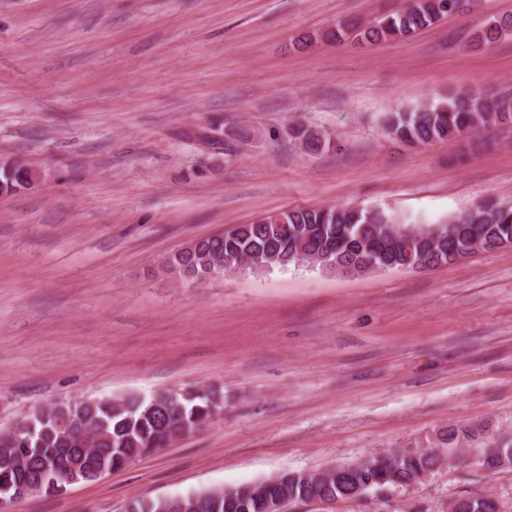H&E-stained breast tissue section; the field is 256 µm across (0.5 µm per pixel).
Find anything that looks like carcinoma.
<instances>
[{
    "mask_svg": "<svg viewBox=\"0 0 512 512\" xmlns=\"http://www.w3.org/2000/svg\"><path fill=\"white\" fill-rule=\"evenodd\" d=\"M457 0H410L402 9L380 14L363 24L337 25L326 33V38L339 41L352 35L368 43L406 37L449 16L451 4ZM512 33V16L492 18L479 40L493 43ZM512 123V93L486 96L476 92L450 95L438 101H428L412 108L390 112L384 119L385 131L394 138L412 144L428 145L460 136L470 130ZM29 184L26 169L17 167L4 171L0 190L11 192ZM288 236L271 238L259 224H243L233 237L219 234L197 239L190 248L183 249L167 260V265L191 281H204L224 274V257L233 254L247 258L265 271L297 264L299 255L318 252L330 255V260L345 266L361 258L360 246L365 241L377 246L387 244L397 234L396 260L413 268L425 264L434 268L454 263L456 253L470 244L479 243L486 251L512 248V207L486 202L463 216L450 217L433 227L436 241L426 239L420 232L397 223L382 212H373L351 206H323L290 208L285 212ZM453 225V236H448V225ZM224 399L220 392L206 388L179 393L178 406L168 409L165 400H149L137 395L101 398L75 411L61 412L58 418L45 420L35 408L26 419L23 442L8 433L0 434V483L22 481L38 485L44 460L51 458L58 477L73 470L91 469L117 457L136 459L149 448L159 450L170 445L174 436L170 427L178 416L190 423L210 416V405ZM484 440L483 447L493 443L504 455L512 454V440L495 439L483 428L459 429L450 427L436 435L429 449L403 450L397 457L383 456L372 460L383 481L377 488L400 486L419 481L442 467L438 448L453 452L468 441ZM363 477L356 470H347L336 480L315 482L288 480L277 490L288 493L296 502L334 495L349 496L361 484ZM195 497L202 512H264L258 498L245 483L231 488L223 498L216 500L209 490L170 497L166 500H135L131 512H179L178 500ZM460 512H497L489 496H466Z\"/></svg>",
    "mask_w": 512,
    "mask_h": 512,
    "instance_id": "cac0c4a2",
    "label": "carcinoma"
}]
</instances>
